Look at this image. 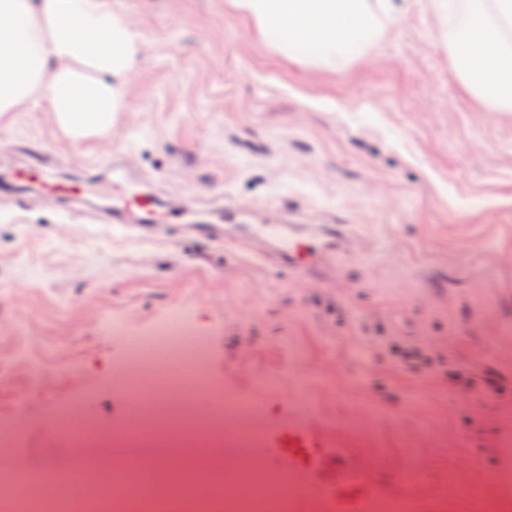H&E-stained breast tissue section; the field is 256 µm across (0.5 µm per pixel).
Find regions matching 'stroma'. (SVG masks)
I'll list each match as a JSON object with an SVG mask.
<instances>
[{
    "label": "stroma",
    "mask_w": 512,
    "mask_h": 512,
    "mask_svg": "<svg viewBox=\"0 0 512 512\" xmlns=\"http://www.w3.org/2000/svg\"><path fill=\"white\" fill-rule=\"evenodd\" d=\"M395 4L398 25L330 71L277 55L225 0H112L146 42L111 138L71 144L35 103L0 121V420L20 430L17 466L76 458L86 476L112 460L37 407L124 427L127 339L181 313L206 340L204 374L266 419L249 456L313 443L323 502L512 501V112L455 79L427 0ZM110 158L162 207L348 224L359 245L294 278L202 238L116 239L13 178L34 163L104 196Z\"/></svg>",
    "instance_id": "1"
}]
</instances>
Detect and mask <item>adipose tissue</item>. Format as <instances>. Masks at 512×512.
<instances>
[{"instance_id":"adipose-tissue-1","label":"adipose tissue","mask_w":512,"mask_h":512,"mask_svg":"<svg viewBox=\"0 0 512 512\" xmlns=\"http://www.w3.org/2000/svg\"><path fill=\"white\" fill-rule=\"evenodd\" d=\"M280 55L333 69L364 54L391 0H229ZM453 72L491 111L512 112V0H430ZM142 34L112 0H0V119L44 100L75 144L111 137Z\"/></svg>"}]
</instances>
